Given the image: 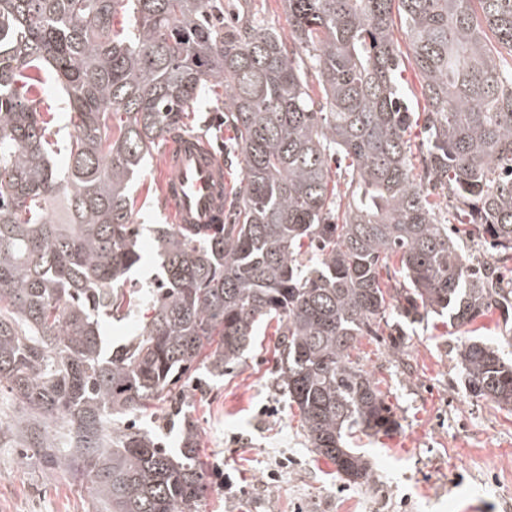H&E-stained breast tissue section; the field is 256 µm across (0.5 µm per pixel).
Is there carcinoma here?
I'll use <instances>...</instances> for the list:
<instances>
[{"label": "carcinoma", "mask_w": 512, "mask_h": 512, "mask_svg": "<svg viewBox=\"0 0 512 512\" xmlns=\"http://www.w3.org/2000/svg\"><path fill=\"white\" fill-rule=\"evenodd\" d=\"M288 34L236 0H0V385L28 411L29 447L73 450L58 465L102 512H198L204 464L183 416L179 451L117 427L169 403L194 371L229 375L276 322L280 386L311 448L349 482L370 468L348 435L400 428L379 381L353 355L389 314L433 313L462 328L512 319V0H281ZM406 49L394 37L393 10ZM131 23L112 33L118 14ZM410 61L427 105L407 139L400 82ZM50 71L74 134L52 156L36 90ZM224 85L244 175L226 224H159L163 271L134 337L105 349L100 318L124 317L140 256L131 188L199 94ZM345 161L329 188L331 161ZM433 184L468 218L439 219ZM489 244L482 271L460 237ZM311 252L315 261L303 263ZM470 393L512 408V361L482 338L457 350Z\"/></svg>", "instance_id": "1"}]
</instances>
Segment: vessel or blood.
<instances>
[{
	"label": "vessel or blood",
	"instance_id": "obj_1",
	"mask_svg": "<svg viewBox=\"0 0 512 512\" xmlns=\"http://www.w3.org/2000/svg\"><path fill=\"white\" fill-rule=\"evenodd\" d=\"M172 177L162 184L170 218L177 224H220L233 185L224 160L197 135L171 139L165 155Z\"/></svg>",
	"mask_w": 512,
	"mask_h": 512
}]
</instances>
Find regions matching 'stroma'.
Instances as JSON below:
<instances>
[{"mask_svg": "<svg viewBox=\"0 0 512 512\" xmlns=\"http://www.w3.org/2000/svg\"><path fill=\"white\" fill-rule=\"evenodd\" d=\"M224 90L213 87L188 119L228 163L232 181L243 156L224 125ZM171 174L156 146L132 186L141 226V261L125 286L142 303L124 320H103L106 345L127 342L148 312L161 271L152 225L169 223L160 183ZM467 332L429 316L412 325L400 350L362 338L360 361L375 378L400 427L391 436L354 434L349 447L371 465L362 484L347 482L310 448L297 407L278 386V338L260 330L237 370L189 389V411L208 465L209 487L199 512H512V409L472 396L457 349ZM23 408L0 387V512H96L87 485L71 481L14 428Z\"/></svg>", "mask_w": 512, "mask_h": 512, "instance_id": "obj_1", "label": "stroma"}]
</instances>
